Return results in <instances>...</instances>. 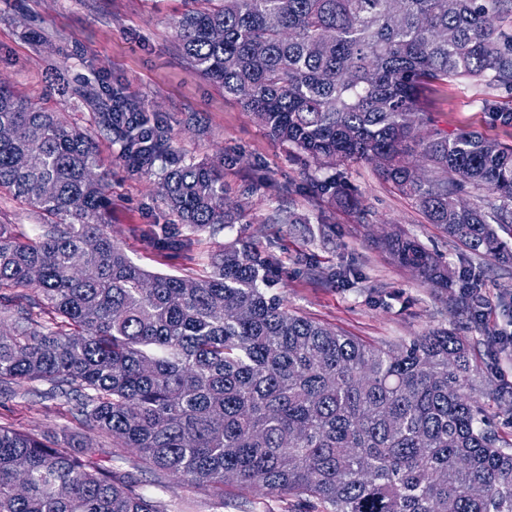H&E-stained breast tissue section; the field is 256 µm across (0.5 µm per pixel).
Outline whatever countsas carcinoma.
<instances>
[{
    "mask_svg": "<svg viewBox=\"0 0 512 512\" xmlns=\"http://www.w3.org/2000/svg\"><path fill=\"white\" fill-rule=\"evenodd\" d=\"M184 3L183 58L273 137L316 168L374 164L472 254L512 260L494 229L512 224V146L433 131L419 102L460 79L512 89L507 0ZM76 93L128 168L160 167L180 223L241 217L223 167L174 157L140 102ZM97 135L0 84V191L45 218L26 239L0 224V389L43 384L79 429L218 498L234 474L323 512H512V451L475 395L466 337L376 346L293 315L271 293L274 255L246 244L203 278L142 269L107 231ZM384 247L480 316L471 270L401 235ZM96 452L1 424L0 512H168Z\"/></svg>",
    "mask_w": 512,
    "mask_h": 512,
    "instance_id": "carcinoma-1",
    "label": "carcinoma"
}]
</instances>
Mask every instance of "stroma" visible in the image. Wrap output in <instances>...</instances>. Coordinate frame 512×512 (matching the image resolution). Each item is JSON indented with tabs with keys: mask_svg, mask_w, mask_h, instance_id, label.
<instances>
[{
	"mask_svg": "<svg viewBox=\"0 0 512 512\" xmlns=\"http://www.w3.org/2000/svg\"><path fill=\"white\" fill-rule=\"evenodd\" d=\"M182 0H0V82L67 124L93 129V110L75 96L83 81L118 88L168 124L175 156L224 167V197L242 221L213 233L177 223L157 193V172L130 173L119 143L100 140V171L112 201L108 231L130 258L152 273L206 276L218 247L240 241L276 259L274 293L288 311L376 345L404 343L438 328L468 337L474 359L488 367L486 389L512 383V348L489 350L487 336L512 332V265L478 257L429 223L416 202L384 181L373 164L309 166L242 110L223 88L194 74L179 51ZM429 126L441 133L472 128L512 145V128L493 124L487 105L512 108V91L469 82L421 93ZM344 183L359 209L340 206L319 185ZM290 211L299 221L280 224ZM399 230L454 268L481 274L482 316L456 309L449 293L396 263L381 237ZM67 407L32 390L0 391V424L48 437L68 426ZM103 462L132 476L140 492L171 512H304L297 498L260 486L224 484L223 497L145 467L125 448Z\"/></svg>",
	"mask_w": 512,
	"mask_h": 512,
	"instance_id": "35a3bbf8",
	"label": "stroma"
}]
</instances>
